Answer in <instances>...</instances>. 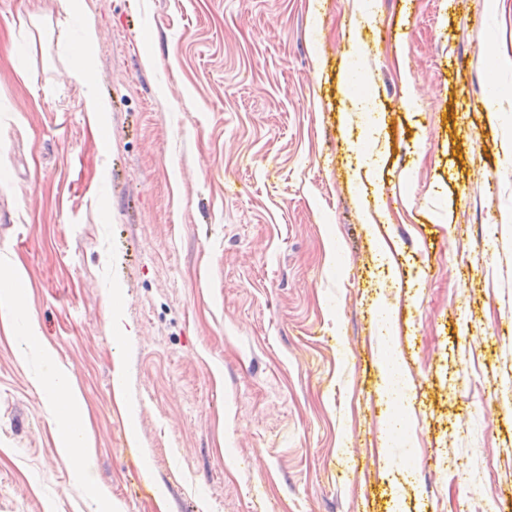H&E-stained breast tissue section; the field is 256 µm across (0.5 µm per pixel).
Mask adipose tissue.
Here are the masks:
<instances>
[{
  "label": "adipose tissue",
  "instance_id": "ef3b65f1",
  "mask_svg": "<svg viewBox=\"0 0 512 512\" xmlns=\"http://www.w3.org/2000/svg\"><path fill=\"white\" fill-rule=\"evenodd\" d=\"M96 42L93 24H85L82 31V45L71 59L70 73L85 87V110L92 125H100L109 105L94 87L90 68V49ZM28 346H40L47 369L35 377L36 386L49 392L51 423L57 436L60 455L74 470L82 472L92 465L91 438L85 422L81 393L68 369L59 364L51 348L41 346L36 326H29ZM386 395L392 408L390 429L402 428L405 412L409 407L407 393L411 386L405 374L401 357L397 351H390L384 372Z\"/></svg>",
  "mask_w": 512,
  "mask_h": 512
}]
</instances>
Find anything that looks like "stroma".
I'll use <instances>...</instances> for the list:
<instances>
[{
	"instance_id": "stroma-1",
	"label": "stroma",
	"mask_w": 512,
	"mask_h": 512,
	"mask_svg": "<svg viewBox=\"0 0 512 512\" xmlns=\"http://www.w3.org/2000/svg\"><path fill=\"white\" fill-rule=\"evenodd\" d=\"M80 7L0 0V266L26 278L0 512H512V129L480 103L492 63L512 113V0ZM86 22L102 128L69 74ZM30 316L88 475L17 356ZM389 320L421 400L384 448ZM37 346L47 365V370L33 379V383L49 390L51 423L57 436L60 455L75 471L87 472L92 465L91 438L85 422L81 393L68 369L59 364L51 348L41 345L37 327L28 324L26 346L20 349L19 357L25 358L27 348Z\"/></svg>"
}]
</instances>
